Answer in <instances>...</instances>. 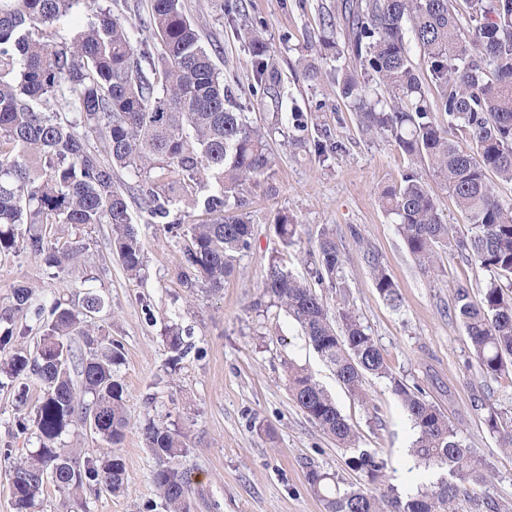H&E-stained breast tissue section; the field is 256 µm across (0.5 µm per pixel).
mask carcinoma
<instances>
[{
    "instance_id": "obj_1",
    "label": "carcinoma",
    "mask_w": 512,
    "mask_h": 512,
    "mask_svg": "<svg viewBox=\"0 0 512 512\" xmlns=\"http://www.w3.org/2000/svg\"><path fill=\"white\" fill-rule=\"evenodd\" d=\"M83 3L0 0V254L28 253L63 272L78 261L83 246L59 244L52 229L107 224L112 254L127 276L140 277L144 245L129 212L132 196L117 175L124 169L139 178L137 200L150 223L189 237L178 273L183 286L220 291L237 257L252 246L243 186L252 181L268 193L276 189L268 143L273 128L252 124L242 112L180 0H149L155 45L134 39L128 20L110 6L96 9L69 41L55 42L58 28ZM341 21L343 42L334 48L336 58L349 63L328 77L356 112L361 131L387 134L402 153L426 161L475 228L470 237L454 239L426 183L413 173L382 192L383 207L424 273H436L440 252L448 249L487 274L478 303L467 289H456L453 315L482 375L495 380L512 366V204L500 202L492 183L494 177L512 182V0H345ZM239 37L253 59V89L274 92L281 77L271 47L250 28L239 29ZM412 40L437 89L434 102L409 55ZM374 85L385 88L388 98L372 99ZM437 110L447 114V123L437 120ZM293 120L301 132L293 145L311 141L324 160L342 151L329 126L314 125L309 139L303 136L308 123L302 113ZM197 209L205 217L193 222L189 217ZM273 229L283 247L293 244L296 225L288 215L278 216ZM310 256V278L339 295L341 330L315 288L276 257L263 295L295 321L349 393L365 400L367 377L389 380L415 431V465L445 468L448 477L413 494L399 493L389 483L386 461L356 447L357 433L335 400L305 368L289 362L290 395L323 434L350 453L346 465L358 474L357 483L346 488L311 466L309 490L324 512H455V502L474 498L476 487L487 481L488 467L438 405L389 372L346 304L338 281L343 256L332 228H321ZM368 263L374 287L397 304V284L379 255L370 253ZM103 305L88 291L78 310L60 301L35 306L32 290L19 284L0 315V351L13 346L14 313L31 311L42 327L34 357L16 348L0 363L1 372L30 373L45 386L35 416L16 421L17 432L31 430L39 443L10 464L16 512L35 507L46 476L80 507L85 491L124 489L120 456L81 462L80 449L62 444L63 435L92 417L97 434L114 445L128 428L124 386L112 374L122 345L96 329L95 314ZM77 338L89 355L74 349ZM167 342L173 364L192 349L178 331ZM477 401L487 406L489 432L511 451L512 417L481 397ZM143 436L159 461L152 473L155 488L171 512H187L192 487L180 458L189 444L151 422Z\"/></svg>"
}]
</instances>
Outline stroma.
Segmentation results:
<instances>
[{"instance_id": "35a3bbf8", "label": "stroma", "mask_w": 512, "mask_h": 512, "mask_svg": "<svg viewBox=\"0 0 512 512\" xmlns=\"http://www.w3.org/2000/svg\"><path fill=\"white\" fill-rule=\"evenodd\" d=\"M204 45L233 88L238 104L261 126L278 123L270 142L276 192L249 189L254 227L249 251L237 260L222 291L184 288L177 266L185 241L152 224L139 207L131 215L145 246V271L128 277L113 256L108 225L59 231L60 242L80 241L84 253L69 270L46 267L28 254L0 255V309L16 285L33 289L38 300H65L80 306L86 290L104 300L96 318L122 346L116 377L126 391L129 427L113 446L79 428L65 435L66 445L83 456L118 453L125 463V490L88 495L77 508L71 495L46 485L36 512H166L151 480L157 458L147 448L142 428L152 422L186 435L190 445L181 464L190 470V512H323L309 491L307 465L356 482L345 464L347 454L323 435L291 399L285 364L306 367L331 393L342 415L355 427L359 447L378 452L389 465L391 483L401 493L416 491L440 477V470L414 466L408 449L411 422L387 380L369 378V403L350 395L332 368L309 347L293 320L263 298L269 260L282 254L289 269L306 277L308 253L322 226H331L343 252L341 276L349 304L380 348L393 376L420 386L426 398L448 416L488 464L492 475L477 488L478 499L494 500L512 512V452L502 450L485 425L484 411L472 397L485 390L491 403L512 415V372L484 382L459 320L449 316L455 289L480 301L486 275L450 254L438 274H424L398 235L392 215L379 201L381 190L400 184L409 172L427 177L424 162L403 154L390 136L366 134L356 115L326 75L334 60L323 41L343 0H241L240 21L260 32L274 48L281 69L277 97L253 92V60L224 15V0H181ZM318 59L324 73L309 78L302 59ZM328 125L345 146L341 155L319 161L313 148L291 145L290 116ZM297 226L295 243L282 248L272 231L277 215ZM380 255L402 297L392 308L374 287L369 252ZM188 334L201 355L168 363V328ZM44 387L34 376H0V512H15L8 480L9 460L36 450L34 435L18 434V417H33Z\"/></svg>"}]
</instances>
